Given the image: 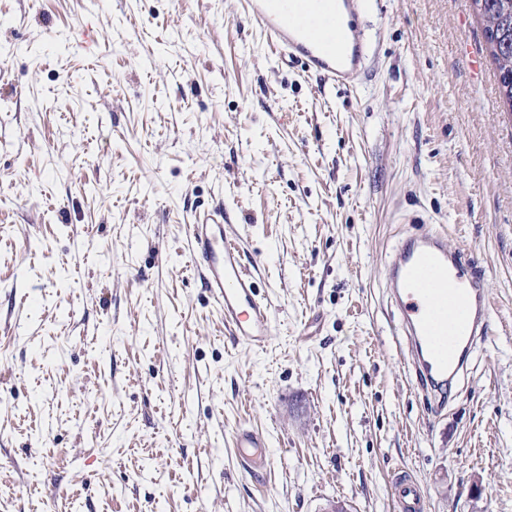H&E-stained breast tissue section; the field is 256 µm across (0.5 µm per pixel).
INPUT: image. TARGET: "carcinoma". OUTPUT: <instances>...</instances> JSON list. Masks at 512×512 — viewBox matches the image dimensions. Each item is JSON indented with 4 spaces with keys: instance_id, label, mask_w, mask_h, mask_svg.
Listing matches in <instances>:
<instances>
[{
    "instance_id": "obj_1",
    "label": "carcinoma",
    "mask_w": 512,
    "mask_h": 512,
    "mask_svg": "<svg viewBox=\"0 0 512 512\" xmlns=\"http://www.w3.org/2000/svg\"><path fill=\"white\" fill-rule=\"evenodd\" d=\"M484 26L489 56L496 65L499 96L512 112V85L504 84V72L512 73V0H472Z\"/></svg>"
}]
</instances>
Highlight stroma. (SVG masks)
Returning a JSON list of instances; mask_svg holds the SVG:
<instances>
[{
	"instance_id": "obj_1",
	"label": "stroma",
	"mask_w": 512,
	"mask_h": 512,
	"mask_svg": "<svg viewBox=\"0 0 512 512\" xmlns=\"http://www.w3.org/2000/svg\"><path fill=\"white\" fill-rule=\"evenodd\" d=\"M350 88L241 0H0V512H512V113L471 0H368ZM239 227L272 339L236 344L184 228ZM489 335L445 406L391 301L438 228ZM266 442L249 465L234 433ZM395 500L402 512H421L423 510V498L419 486L406 477L397 482Z\"/></svg>"
}]
</instances>
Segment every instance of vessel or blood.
Segmentation results:
<instances>
[{
  "mask_svg": "<svg viewBox=\"0 0 512 512\" xmlns=\"http://www.w3.org/2000/svg\"><path fill=\"white\" fill-rule=\"evenodd\" d=\"M251 21L278 51L281 61H302L308 71L332 85L349 87L365 72L368 46L350 23L362 0H243ZM189 254L212 298L224 311V327L234 341L263 348L271 315L233 225L222 211L199 216L186 227ZM389 292L403 314L422 376L432 384L464 375L466 348L487 335L490 304L481 277L450 252L447 235L425 233L393 247ZM235 445L251 461L263 460L264 441L242 430ZM395 500L401 512H422L418 485L400 479Z\"/></svg>",
  "mask_w": 512,
  "mask_h": 512,
  "instance_id": "obj_1",
  "label": "vessel or blood"
}]
</instances>
